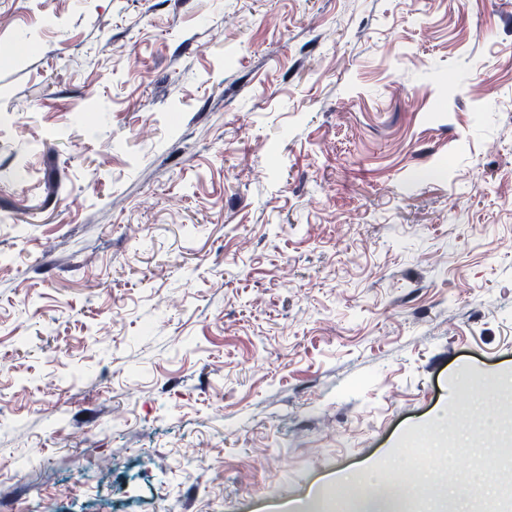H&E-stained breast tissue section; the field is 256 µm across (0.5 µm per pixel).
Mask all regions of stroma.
Listing matches in <instances>:
<instances>
[{"label": "stroma", "instance_id": "obj_1", "mask_svg": "<svg viewBox=\"0 0 512 512\" xmlns=\"http://www.w3.org/2000/svg\"><path fill=\"white\" fill-rule=\"evenodd\" d=\"M0 116L8 512L498 494L512 0H0Z\"/></svg>", "mask_w": 512, "mask_h": 512}]
</instances>
